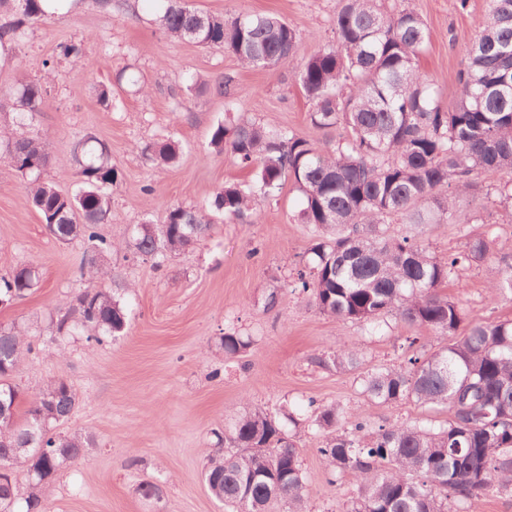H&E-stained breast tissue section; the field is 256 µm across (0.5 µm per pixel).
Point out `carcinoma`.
Returning a JSON list of instances; mask_svg holds the SVG:
<instances>
[{
  "mask_svg": "<svg viewBox=\"0 0 512 512\" xmlns=\"http://www.w3.org/2000/svg\"><path fill=\"white\" fill-rule=\"evenodd\" d=\"M45 2L0 0L1 49H15L33 24L54 17ZM156 8L165 35L230 52L246 68L298 58L297 31L277 16L226 18L192 9L185 0H158ZM333 29L336 45L298 58V77L312 104L311 124L344 129L336 147L322 149L228 108L209 147L253 170L255 180L224 184L212 209L226 222L248 223L260 200L291 180L302 196L299 223L312 241L294 288L321 314L373 333L392 317L449 338L431 352L408 336L412 354L403 362L362 375L371 402L445 407V423L379 424L339 404L311 400L308 407L311 427L322 435L318 452L328 481L349 473L356 482L345 512H467L492 490L512 492V320L466 324L459 301L441 288L458 267L486 263L492 297L512 296V251L495 248L496 225L472 227L473 216L457 205L463 195L494 193L512 224V186L491 190L480 180L486 171H512V0H489L458 75V99L448 109L434 80L416 66L430 33L414 8L388 11L383 0H338ZM45 99L39 79L0 88V116L13 112L20 125L31 126ZM151 151L157 166L169 167L178 162L181 147L167 139ZM0 157L27 180L28 202L47 233L59 243L80 238L85 244L79 274L90 286L69 302L56 336L78 331L100 343L121 334L125 294L96 285L110 276L107 256L116 248L100 232L118 180L108 148L91 133L77 144L78 182L71 192L41 179L46 154L37 136L15 137L1 128ZM395 218L411 232L390 233ZM439 224L458 225L468 238L465 249L446 259L433 255L420 236ZM213 227V214L174 205L160 223L136 225L125 247L159 266L210 237ZM36 285L28 264L0 275V306ZM246 346L241 336L224 335L225 357ZM32 350L25 331L0 327V399L8 404H18L11 379ZM319 363L352 370L358 350L341 344ZM76 401L65 381H54L32 399L23 424L0 428V512H48L47 494L59 472L84 457L92 443L87 436L53 432ZM288 423L297 419L287 410L279 415L246 409L234 416L217 435L224 452L211 455L204 471L211 496L231 512H307L306 476ZM19 446L28 452L14 454ZM17 467L29 477L24 494L14 476Z\"/></svg>",
  "mask_w": 512,
  "mask_h": 512,
  "instance_id": "cac0c4a2",
  "label": "carcinoma"
}]
</instances>
